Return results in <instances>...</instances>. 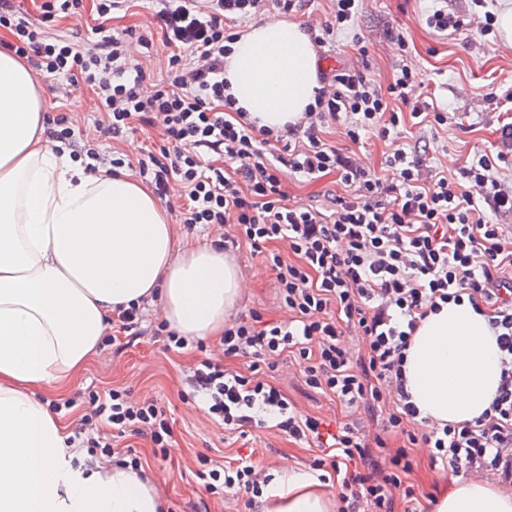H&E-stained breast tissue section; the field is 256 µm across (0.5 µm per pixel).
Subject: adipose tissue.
<instances>
[{
    "instance_id": "1",
    "label": "adipose tissue",
    "mask_w": 512,
    "mask_h": 512,
    "mask_svg": "<svg viewBox=\"0 0 512 512\" xmlns=\"http://www.w3.org/2000/svg\"><path fill=\"white\" fill-rule=\"evenodd\" d=\"M322 62L308 32L278 19L242 29L224 60L226 89L257 127L284 129L314 104ZM26 62L0 49V512H161L148 471L90 466L64 422L36 397L97 351L113 315L159 302L179 335L223 333L246 283L234 256L180 243L153 192L120 170H89L44 135ZM421 417L472 421L496 398L500 351L482 312L447 303L406 350ZM432 512H512V492L450 477ZM338 488L283 463L258 512H332Z\"/></svg>"
}]
</instances>
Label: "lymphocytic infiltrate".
<instances>
[{
	"label": "lymphocytic infiltrate",
	"mask_w": 512,
	"mask_h": 512,
	"mask_svg": "<svg viewBox=\"0 0 512 512\" xmlns=\"http://www.w3.org/2000/svg\"><path fill=\"white\" fill-rule=\"evenodd\" d=\"M156 31L124 30L84 47L45 35L14 0H0V27L9 49L33 70L95 90L100 133L118 139L141 126L158 129L161 145L131 164L159 199L179 182L184 198L177 220L187 228L214 227L212 245L239 242L265 254L284 322L238 317L225 326L224 353L248 360L247 371L203 359L188 383L212 419L226 430L254 426L257 412L274 415L276 427L296 443H316L317 465L343 468L337 512H394L396 500L416 495L408 477L410 450L424 439L432 465L481 469L512 478V236L489 223L487 211L512 212V189L502 188L492 156L480 153L458 177H428L421 161L395 150L386 173L366 170L323 137L341 123L346 138L373 133L389 138L403 114L390 97L406 99L415 75L401 67L388 91L366 73L344 68L320 79L315 104L285 130L256 127L224 93V58L238 23L265 4L282 14L300 11L302 0H155ZM137 38L144 56L165 50V76L149 83L126 43ZM297 174L315 182L335 175L348 187L325 207L288 203L286 180ZM284 242L288 255L275 251ZM485 304L502 359V383L489 411L469 422L429 426L416 435L419 412L403 377L405 351L420 321L442 304ZM356 328L364 353L351 361L342 339ZM293 358L309 388L336 398L350 413L381 417L383 435L366 443L355 424L325 435L323 418L299 415L283 392L267 382L262 367L281 355ZM89 411L75 424L71 441L92 458L113 457V434L149 436L157 460H165L171 431L165 411L127 391L89 390ZM401 434L389 448L386 433ZM200 477L212 496L244 493L255 507L261 493L253 463L202 457Z\"/></svg>",
	"instance_id": "f902f5d3"
}]
</instances>
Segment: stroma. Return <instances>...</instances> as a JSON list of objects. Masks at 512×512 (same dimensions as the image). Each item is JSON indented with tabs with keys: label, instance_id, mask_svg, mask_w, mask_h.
<instances>
[{
	"label": "stroma",
	"instance_id": "1",
	"mask_svg": "<svg viewBox=\"0 0 512 512\" xmlns=\"http://www.w3.org/2000/svg\"><path fill=\"white\" fill-rule=\"evenodd\" d=\"M30 19L50 35H63L81 44L97 41V0H83L78 14L45 21L40 0H21ZM505 0H362L359 12L348 26L337 33L332 46L320 50L323 62L336 68L367 69V76L378 90L393 83L398 69L405 64L416 71L415 83L408 92L410 101H427L435 109L448 112L445 125H415L405 122L388 140L369 135L360 143H351L341 125L327 127L325 137L341 153L375 172H383L385 159L394 149H404L409 157L424 159L432 171L456 176L474 152L496 154L512 150V142L501 135L504 124L512 123V43L497 32H483L486 15H499ZM445 10L460 23L459 30L441 37L426 19L436 10ZM402 32L405 50H398L387 37L388 31ZM364 42L368 57H361L357 42ZM48 111L70 112L73 101H81L82 110L73 122L76 136L93 133L99 117L97 96L88 87L67 88L65 80L37 76ZM335 175L317 183L288 178V202L295 206L323 204L328 194L344 193ZM247 288L239 305L240 312L255 311L269 321L287 320L288 314L278 300L275 279L263 254L249 245L235 249ZM143 335L105 337L85 368L67 387L39 390L41 402L76 398L87 388H121L134 397L149 398L163 406L170 418L172 442L165 462L153 455L149 438H119L118 447H131L153 477L166 500V512H246L245 494H226L218 499L207 496L197 475V458L207 455L237 463L250 457L263 472L282 462L311 469L318 451L289 442L287 437L265 423L248 429L246 436L225 430L206 413L200 397L192 395L184 380L190 367L214 356L219 339L204 341L173 352L164 346L154 330L162 317L158 306L142 307ZM269 380L277 386L303 415H318L327 422L348 420L349 413L330 397L308 390L301 381L300 368L290 360L280 361ZM415 468L411 480L418 487L417 512H431L433 501L447 488L440 469L430 467L429 456L413 447Z\"/></svg>",
	"mask_w": 512,
	"mask_h": 512
}]
</instances>
